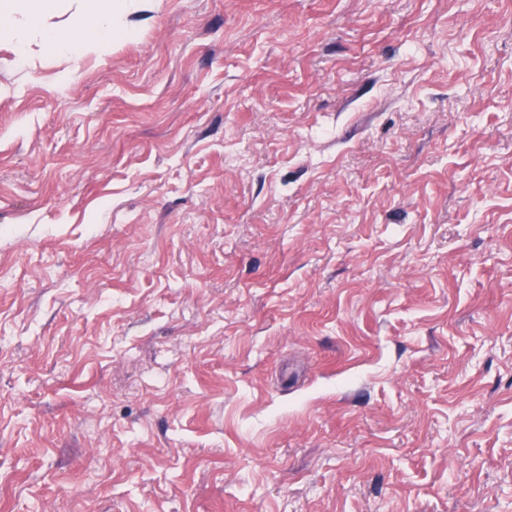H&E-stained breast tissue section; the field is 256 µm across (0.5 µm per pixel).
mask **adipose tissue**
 I'll use <instances>...</instances> for the list:
<instances>
[{
  "instance_id": "adipose-tissue-1",
  "label": "adipose tissue",
  "mask_w": 512,
  "mask_h": 512,
  "mask_svg": "<svg viewBox=\"0 0 512 512\" xmlns=\"http://www.w3.org/2000/svg\"><path fill=\"white\" fill-rule=\"evenodd\" d=\"M149 0H92L88 8L93 20L76 27L73 35H61L51 25L57 0H0V37L14 44L21 66H30L35 52L27 37L35 32L42 49L61 57L87 54L90 49L107 50L112 45L114 29L130 35L135 31L132 15L148 5Z\"/></svg>"
}]
</instances>
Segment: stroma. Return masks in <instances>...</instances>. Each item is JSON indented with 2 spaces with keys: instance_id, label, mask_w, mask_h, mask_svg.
Instances as JSON below:
<instances>
[{
  "instance_id": "obj_1",
  "label": "stroma",
  "mask_w": 512,
  "mask_h": 512,
  "mask_svg": "<svg viewBox=\"0 0 512 512\" xmlns=\"http://www.w3.org/2000/svg\"><path fill=\"white\" fill-rule=\"evenodd\" d=\"M0 38V512H512V0H151ZM59 0H35L21 4L6 0L0 4V36L9 39L14 44L17 62L23 67H30L36 57L26 32L34 31L39 38L43 50L49 49L61 57H74L88 54L92 48L105 51L112 46L111 34L114 33L117 22L120 32L129 36L135 32V25L130 20L132 15L145 8L150 0H135L137 2L114 1L124 0H94L90 6L81 2L82 9L77 15L89 12L95 19L75 28L71 36L61 35L56 28L48 23L57 11ZM21 15L19 20L17 15Z\"/></svg>"
}]
</instances>
